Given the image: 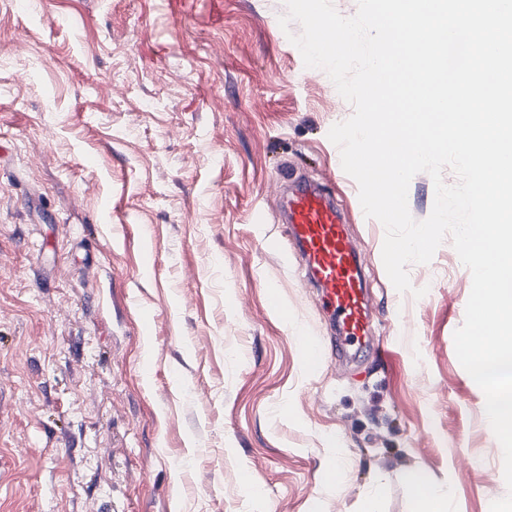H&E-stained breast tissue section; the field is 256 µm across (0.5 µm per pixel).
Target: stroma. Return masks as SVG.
<instances>
[{"instance_id": "obj_1", "label": "stroma", "mask_w": 512, "mask_h": 512, "mask_svg": "<svg viewBox=\"0 0 512 512\" xmlns=\"http://www.w3.org/2000/svg\"><path fill=\"white\" fill-rule=\"evenodd\" d=\"M285 12L0 0V512H414V472L450 512L507 495L454 347L471 273L446 241L407 267L423 297L394 288L328 138L353 107ZM287 180L367 262L370 343L314 372Z\"/></svg>"}]
</instances>
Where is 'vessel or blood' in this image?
I'll list each match as a JSON object with an SVG mask.
<instances>
[{
    "mask_svg": "<svg viewBox=\"0 0 512 512\" xmlns=\"http://www.w3.org/2000/svg\"><path fill=\"white\" fill-rule=\"evenodd\" d=\"M286 217L322 307L340 325L331 337L332 353L364 343L368 308L363 288V261L355 251L334 201L324 191L300 185L289 195Z\"/></svg>",
    "mask_w": 512,
    "mask_h": 512,
    "instance_id": "vessel-or-blood-1",
    "label": "vessel or blood"
}]
</instances>
